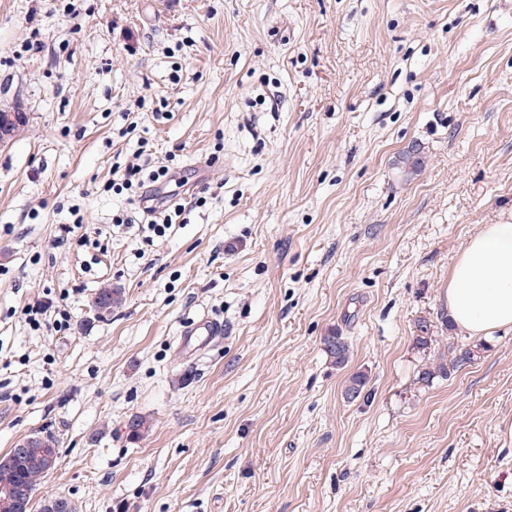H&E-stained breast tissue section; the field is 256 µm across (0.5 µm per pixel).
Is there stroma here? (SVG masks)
Returning <instances> with one entry per match:
<instances>
[{
  "instance_id": "1",
  "label": "stroma",
  "mask_w": 512,
  "mask_h": 512,
  "mask_svg": "<svg viewBox=\"0 0 512 512\" xmlns=\"http://www.w3.org/2000/svg\"><path fill=\"white\" fill-rule=\"evenodd\" d=\"M498 2L0 0V112L28 115L0 146V456L60 448L31 512H512V329L418 379L467 339L449 269L512 222ZM130 162L187 203L150 245L102 190ZM107 283L123 302L100 318ZM203 314L224 334L191 355ZM224 324L208 315H203L185 323L180 329V345L184 350L193 352L203 343H198V336H211L212 339L223 336ZM198 343V344H197ZM322 350L336 368H344L351 357V345L345 336L331 331L321 339ZM485 343H457L455 346H448V360L440 359L438 363L426 366L419 372V380L423 383H430L435 378L449 379L453 374L470 366L487 351Z\"/></svg>"
}]
</instances>
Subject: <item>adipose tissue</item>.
<instances>
[{
	"label": "adipose tissue",
	"instance_id": "adipose-tissue-1",
	"mask_svg": "<svg viewBox=\"0 0 512 512\" xmlns=\"http://www.w3.org/2000/svg\"><path fill=\"white\" fill-rule=\"evenodd\" d=\"M448 315L475 337L512 328V223L485 224L448 272Z\"/></svg>",
	"mask_w": 512,
	"mask_h": 512
}]
</instances>
